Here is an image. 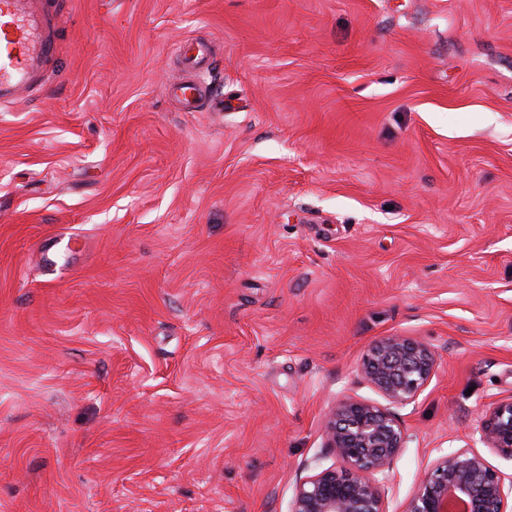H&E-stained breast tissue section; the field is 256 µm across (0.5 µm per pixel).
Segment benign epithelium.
<instances>
[{"instance_id":"1","label":"benign epithelium","mask_w":512,"mask_h":512,"mask_svg":"<svg viewBox=\"0 0 512 512\" xmlns=\"http://www.w3.org/2000/svg\"><path fill=\"white\" fill-rule=\"evenodd\" d=\"M437 366L438 355L427 342L390 335L371 343L359 370L362 380L390 404L405 406L426 388ZM323 436L344 466L318 468L301 479L289 512H387L378 475L406 442L396 415L385 406L348 397L326 416ZM479 439L512 459V396L489 409ZM405 512H512V478L479 452L461 448L430 464Z\"/></svg>"}]
</instances>
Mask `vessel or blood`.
<instances>
[{"label": "vessel or blood", "mask_w": 512, "mask_h": 512, "mask_svg": "<svg viewBox=\"0 0 512 512\" xmlns=\"http://www.w3.org/2000/svg\"><path fill=\"white\" fill-rule=\"evenodd\" d=\"M42 0H0V105L22 100L39 84L57 50V27L42 18Z\"/></svg>", "instance_id": "1"}]
</instances>
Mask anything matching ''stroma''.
Masks as SVG:
<instances>
[{"mask_svg":"<svg viewBox=\"0 0 512 512\" xmlns=\"http://www.w3.org/2000/svg\"><path fill=\"white\" fill-rule=\"evenodd\" d=\"M43 7L44 90L0 106V512H288L396 334L439 362L388 512L463 447L512 476L477 433L512 396V0Z\"/></svg>","mask_w":512,"mask_h":512,"instance_id":"35a3bbf8","label":"stroma"}]
</instances>
